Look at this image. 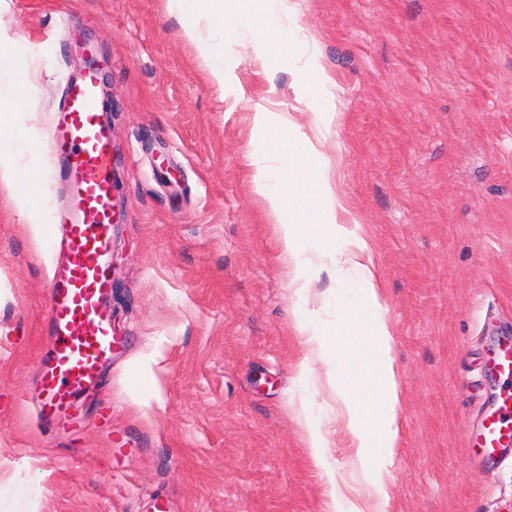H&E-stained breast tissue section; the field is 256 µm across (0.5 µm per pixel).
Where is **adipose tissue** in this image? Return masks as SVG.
Listing matches in <instances>:
<instances>
[{"label": "adipose tissue", "mask_w": 512, "mask_h": 512, "mask_svg": "<svg viewBox=\"0 0 512 512\" xmlns=\"http://www.w3.org/2000/svg\"><path fill=\"white\" fill-rule=\"evenodd\" d=\"M277 0H260L259 14L253 21L254 43L258 51L270 46L288 50V28ZM253 134L257 143L249 155L256 189L271 210L280 217L279 239L284 252L295 255L298 226L309 215H316L321 237L338 239L344 244L336 261L341 272L354 274L362 286V301L372 310L373 319L366 344L372 358L367 373L376 380L363 390L341 361L340 339L313 336L316 355L336 369V398L351 434L356 460L368 468V487L350 491L336 478L335 470H326L324 483L330 512H395L388 475L401 439L398 415L400 388L398 372L391 356L393 332L382 316V290L372 263L367 242L357 237L338 214L343 205L319 163V151L313 139L295 125L286 113L257 108ZM288 167L298 178L294 195H286L278 184L281 167Z\"/></svg>", "instance_id": "1"}]
</instances>
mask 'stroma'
<instances>
[{"label": "stroma", "mask_w": 512, "mask_h": 512, "mask_svg": "<svg viewBox=\"0 0 512 512\" xmlns=\"http://www.w3.org/2000/svg\"><path fill=\"white\" fill-rule=\"evenodd\" d=\"M293 50L259 58L169 0H0V57L34 63L36 110L0 102V159L32 190L0 210V512H326L323 465L354 487L333 371L304 330L368 353L359 284L299 227L297 259L248 164L256 106L320 125L321 162L369 244L393 329L396 512H512V455L468 444L512 338V0H291ZM88 38L120 174L106 302L125 347L82 422L37 415L51 236L71 188L45 144ZM232 64L208 74L207 52ZM38 229H31V222ZM326 445L310 448L305 421ZM484 373L498 384L512 381V340L498 339L484 362Z\"/></svg>", "instance_id": "stroma-1"}]
</instances>
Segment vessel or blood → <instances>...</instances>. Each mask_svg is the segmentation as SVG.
I'll use <instances>...</instances> for the list:
<instances>
[{"label":"vessel or blood","mask_w":512,"mask_h":512,"mask_svg":"<svg viewBox=\"0 0 512 512\" xmlns=\"http://www.w3.org/2000/svg\"><path fill=\"white\" fill-rule=\"evenodd\" d=\"M100 70L67 84L51 140L70 183L72 205L58 227L61 264L42 319L51 345L44 357L39 415L63 426L78 422L80 398L95 386L113 352L124 345L114 334L104 303L112 291V134L99 108ZM484 373L502 387L472 426L468 441L484 459L512 451V340L497 341Z\"/></svg>","instance_id":"1"}]
</instances>
